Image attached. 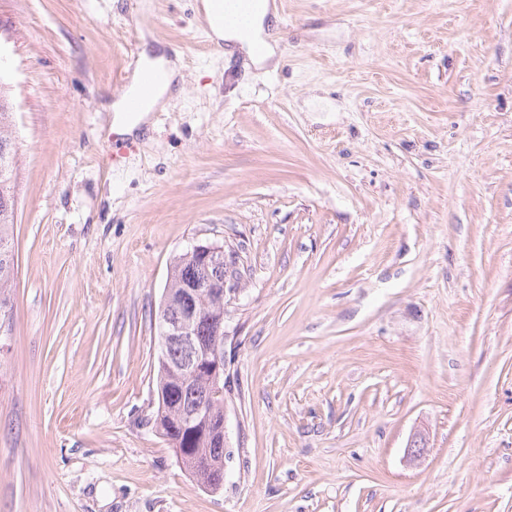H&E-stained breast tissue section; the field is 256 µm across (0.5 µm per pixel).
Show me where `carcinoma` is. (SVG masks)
I'll use <instances>...</instances> for the list:
<instances>
[{
	"mask_svg": "<svg viewBox=\"0 0 512 512\" xmlns=\"http://www.w3.org/2000/svg\"><path fill=\"white\" fill-rule=\"evenodd\" d=\"M16 166H0V198L14 193ZM15 224L14 208L0 204V312L6 308L9 288L15 278V253L12 245ZM224 264H215L197 252L176 257L171 268V288L182 291L195 285H212L221 278ZM224 314V303L210 298L200 304L195 326L200 344L216 339V318ZM157 391L161 392L165 416L161 421L163 436L181 450L191 463L192 475L198 483L216 491L224 487V396L215 397L208 372L202 370L190 380H181L171 369L185 357L180 347L160 352ZM206 403L210 415L206 422L180 424L175 417L189 413Z\"/></svg>",
	"mask_w": 512,
	"mask_h": 512,
	"instance_id": "1",
	"label": "carcinoma"
}]
</instances>
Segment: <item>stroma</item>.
<instances>
[{
	"instance_id": "stroma-1",
	"label": "stroma",
	"mask_w": 512,
	"mask_h": 512,
	"mask_svg": "<svg viewBox=\"0 0 512 512\" xmlns=\"http://www.w3.org/2000/svg\"><path fill=\"white\" fill-rule=\"evenodd\" d=\"M200 2L0 0V512H512V0H282L269 73ZM146 51L181 91L130 135ZM196 243L241 276L217 493L151 424ZM15 224L14 200L7 208L0 202V330L5 324L7 296L12 288L15 270V253L13 249V228ZM2 311L4 312L2 318Z\"/></svg>"
}]
</instances>
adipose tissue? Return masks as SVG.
Masks as SVG:
<instances>
[{
	"mask_svg": "<svg viewBox=\"0 0 512 512\" xmlns=\"http://www.w3.org/2000/svg\"><path fill=\"white\" fill-rule=\"evenodd\" d=\"M201 20L212 31L216 38L228 41L238 52L243 53L250 59L251 63L259 69L271 70L277 68L279 57L274 44L268 43V34L265 30V22L271 11L267 4L258 5L256 11L249 17L225 22L223 16L217 11L214 0H202ZM264 40L266 43L263 53L257 54L253 51L256 40ZM146 66L156 70L159 79L153 96L143 107L142 115L129 117L126 115L122 103H115L113 123L125 131H133L144 121L147 113L164 108L171 93L173 82L178 74L177 66L165 56L144 57Z\"/></svg>",
	"mask_w": 512,
	"mask_h": 512,
	"instance_id": "1",
	"label": "adipose tissue"
}]
</instances>
